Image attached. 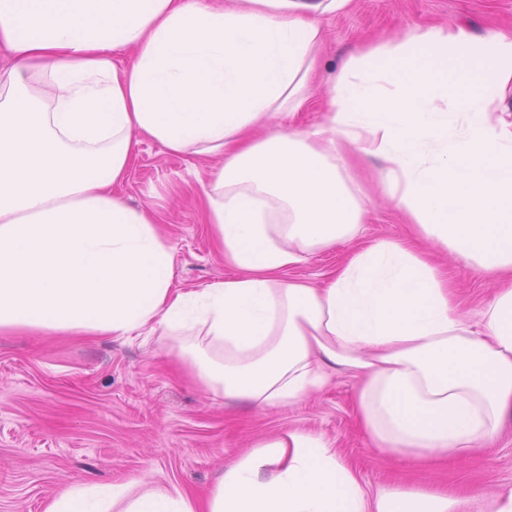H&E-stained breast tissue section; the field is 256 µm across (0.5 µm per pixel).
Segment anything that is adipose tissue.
<instances>
[{"mask_svg":"<svg viewBox=\"0 0 512 512\" xmlns=\"http://www.w3.org/2000/svg\"><path fill=\"white\" fill-rule=\"evenodd\" d=\"M351 0H0V335L154 336L212 401L282 408L356 380L369 446L402 464L490 446L512 415V36L425 24L343 61L311 100L323 20ZM207 159L196 193L231 273L178 288L151 204L116 192L141 139ZM379 183L402 235L365 238ZM354 249L310 279L297 268ZM503 284L462 313L430 250ZM45 512H512V487L368 491L290 429L203 497L76 483Z\"/></svg>","mask_w":512,"mask_h":512,"instance_id":"1","label":"adipose tissue"}]
</instances>
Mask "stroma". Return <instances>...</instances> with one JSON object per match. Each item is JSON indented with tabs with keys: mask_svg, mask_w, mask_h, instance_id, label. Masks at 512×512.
Listing matches in <instances>:
<instances>
[{
	"mask_svg": "<svg viewBox=\"0 0 512 512\" xmlns=\"http://www.w3.org/2000/svg\"><path fill=\"white\" fill-rule=\"evenodd\" d=\"M431 22L462 25L477 34L512 33V0H353L326 19L322 67L309 107L289 119L307 128L324 120L327 78L357 46L373 44ZM202 161L167 153L146 140L119 189L131 206L152 203L175 249V284L196 288L222 280L214 251L192 202ZM366 234H396L400 212L370 184ZM461 309L474 313L496 282L449 261ZM159 344L109 337L0 335V512H44L49 499L75 481L95 485L138 480L175 484L190 492L210 487L258 439L288 428L333 440L370 489L398 482L512 486V416L496 441L452 467L412 470L370 448L355 420L353 379L332 383L301 404L260 411L244 402L215 403L193 383L175 378Z\"/></svg>",
	"mask_w": 512,
	"mask_h": 512,
	"instance_id": "1",
	"label": "stroma"
}]
</instances>
